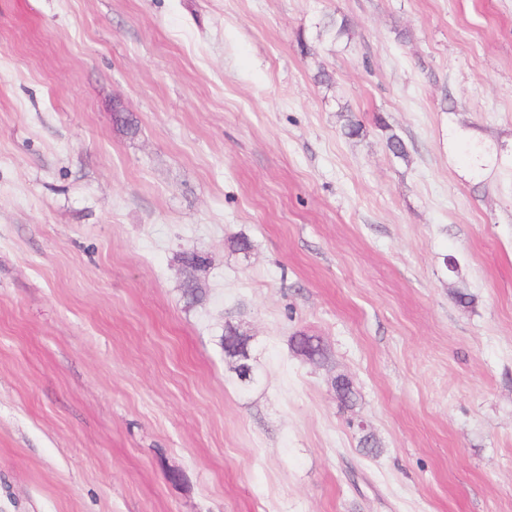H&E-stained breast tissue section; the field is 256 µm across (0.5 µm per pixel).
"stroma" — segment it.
I'll return each mask as SVG.
<instances>
[{"instance_id":"35a3bbf8","label":"stroma","mask_w":512,"mask_h":512,"mask_svg":"<svg viewBox=\"0 0 512 512\" xmlns=\"http://www.w3.org/2000/svg\"><path fill=\"white\" fill-rule=\"evenodd\" d=\"M0 512H512V0H0Z\"/></svg>"}]
</instances>
